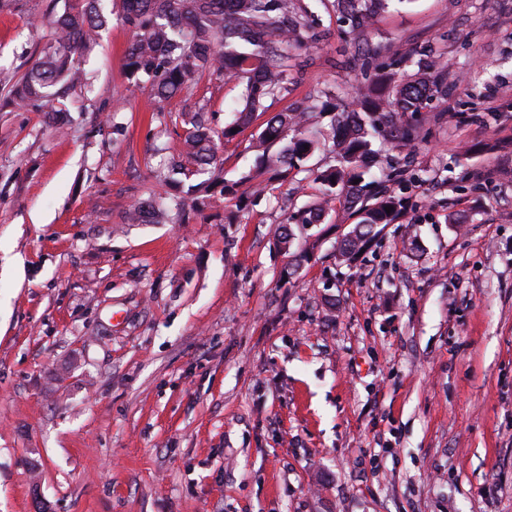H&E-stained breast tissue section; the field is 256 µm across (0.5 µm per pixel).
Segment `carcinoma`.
Returning a JSON list of instances; mask_svg holds the SVG:
<instances>
[{
    "label": "carcinoma",
    "instance_id": "obj_1",
    "mask_svg": "<svg viewBox=\"0 0 512 512\" xmlns=\"http://www.w3.org/2000/svg\"><path fill=\"white\" fill-rule=\"evenodd\" d=\"M51 11L40 26L51 38L24 74L15 90L16 99L28 103L59 122L66 112L68 92L86 83L80 57L89 53L101 31L116 20L132 32L125 50L126 69L135 83H147L151 98L166 101L181 94L189 84L206 75L223 76L241 87L235 128L247 124L257 112H266L271 102L288 91L289 49L301 41L304 23L295 11V0H53ZM383 0H333L341 13L365 21ZM414 75L393 80L384 74L372 88H360L358 108L341 106L327 134L333 144V164L316 171V180L331 190L345 191L355 224L340 241L339 255L347 260L358 255L385 226L392 223L404 201L394 195L374 197L364 179L374 156L372 140L377 135L402 147H415L417 130L407 117L420 111L431 97L442 93L431 81L435 59L409 60ZM306 112H276L266 122L254 143L255 168L263 172H286L300 168L320 149V137L307 129ZM187 125L185 162L168 171L162 183L166 200L156 210L164 219L170 207L183 209L186 200L202 211L220 200H236L243 206L247 195L240 186L252 181L250 174L236 182L224 180L223 160L217 153L207 118L202 111L182 114ZM233 128V129H235ZM225 129L222 135L233 133ZM197 179L186 196L176 192L183 180ZM392 207L386 211V207ZM324 207L306 205L285 220L279 244L287 251L296 233L321 223Z\"/></svg>",
    "mask_w": 512,
    "mask_h": 512
}]
</instances>
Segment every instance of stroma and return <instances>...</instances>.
Returning a JSON list of instances; mask_svg holds the SVG:
<instances>
[{
    "label": "stroma",
    "instance_id": "obj_1",
    "mask_svg": "<svg viewBox=\"0 0 512 512\" xmlns=\"http://www.w3.org/2000/svg\"><path fill=\"white\" fill-rule=\"evenodd\" d=\"M51 0L0 9V100ZM319 43L288 92L347 96L433 50L448 93L414 113V152L381 147L409 205L358 258L311 168L234 200L128 224L205 110L234 182L264 117L223 136L240 94L203 78L151 103L112 22L57 125L0 109V512H512V0H389L366 29L302 0ZM495 139L503 149L479 151ZM325 203L297 273L287 213Z\"/></svg>",
    "mask_w": 512,
    "mask_h": 512
}]
</instances>
